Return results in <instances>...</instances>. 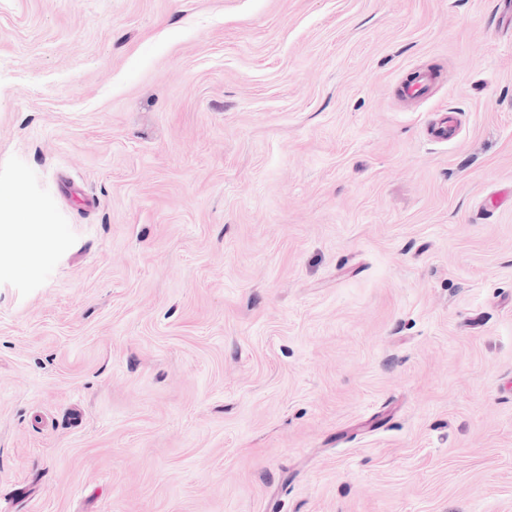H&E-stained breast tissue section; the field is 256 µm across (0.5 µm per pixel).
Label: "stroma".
Masks as SVG:
<instances>
[{
  "label": "stroma",
  "mask_w": 512,
  "mask_h": 512,
  "mask_svg": "<svg viewBox=\"0 0 512 512\" xmlns=\"http://www.w3.org/2000/svg\"><path fill=\"white\" fill-rule=\"evenodd\" d=\"M496 11L0 0V187L55 243L0 268V504L512 512ZM438 80L433 70H419L412 79L401 85V93L405 98L414 100L426 96Z\"/></svg>",
  "instance_id": "35a3bbf8"
}]
</instances>
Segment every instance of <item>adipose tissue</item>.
Here are the masks:
<instances>
[{
    "label": "adipose tissue",
    "instance_id": "adipose-tissue-1",
    "mask_svg": "<svg viewBox=\"0 0 512 512\" xmlns=\"http://www.w3.org/2000/svg\"><path fill=\"white\" fill-rule=\"evenodd\" d=\"M0 233L18 242L30 261L50 256L42 218L34 208L19 207L13 196L0 194Z\"/></svg>",
    "mask_w": 512,
    "mask_h": 512
}]
</instances>
